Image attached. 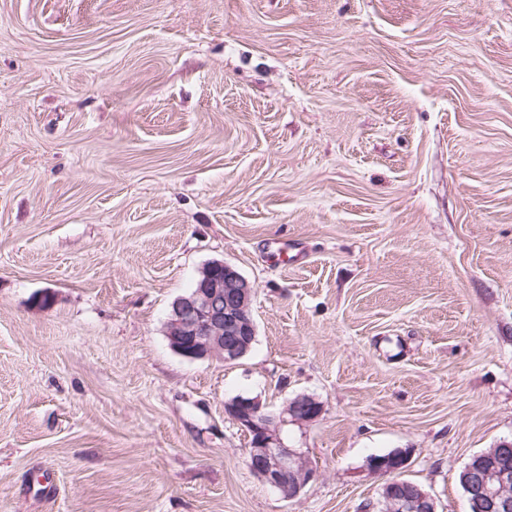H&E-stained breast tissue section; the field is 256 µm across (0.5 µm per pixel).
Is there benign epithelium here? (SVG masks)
Here are the masks:
<instances>
[{
	"label": "benign epithelium",
	"instance_id": "obj_1",
	"mask_svg": "<svg viewBox=\"0 0 512 512\" xmlns=\"http://www.w3.org/2000/svg\"><path fill=\"white\" fill-rule=\"evenodd\" d=\"M253 288L231 265L222 261L206 264L194 287L172 305L167 338L178 354L191 358L217 356L226 362L242 358L256 337L251 304ZM225 412L248 433L247 464L260 480L287 499L295 498L314 477L304 455L285 445L284 428L315 421L321 403L311 396H298L277 410L268 409L259 398L239 396L224 404ZM407 465L401 451L375 461L377 474L400 472ZM466 493L474 512H512V471L483 458L465 470ZM363 512H437L434 497L413 483L392 479L382 486L381 500L364 505Z\"/></svg>",
	"mask_w": 512,
	"mask_h": 512
}]
</instances>
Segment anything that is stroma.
I'll return each instance as SVG.
<instances>
[{"label":"stroma","instance_id":"1","mask_svg":"<svg viewBox=\"0 0 512 512\" xmlns=\"http://www.w3.org/2000/svg\"><path fill=\"white\" fill-rule=\"evenodd\" d=\"M212 261L227 363L173 351ZM299 394L315 476L248 468ZM512 441V0H0V512H362ZM252 297L250 283L231 265L206 264L190 292L172 305L167 328L170 347L191 359L242 358L256 337ZM224 408L248 433L250 471L284 498H295L314 477V472L301 452L285 445L283 431L288 424L314 422L322 413L320 402L302 395L287 401L280 409L269 410L259 398L238 396L226 402Z\"/></svg>","mask_w":512,"mask_h":512}]
</instances>
